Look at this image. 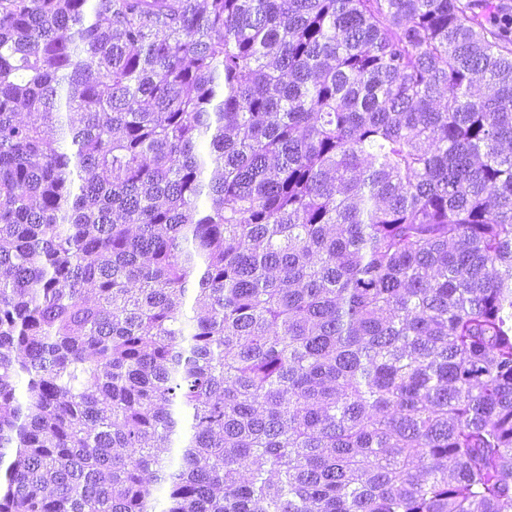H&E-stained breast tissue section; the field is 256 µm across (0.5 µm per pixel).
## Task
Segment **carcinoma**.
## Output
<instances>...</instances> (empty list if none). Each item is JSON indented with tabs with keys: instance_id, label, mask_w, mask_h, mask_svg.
<instances>
[{
	"instance_id": "1",
	"label": "carcinoma",
	"mask_w": 512,
	"mask_h": 512,
	"mask_svg": "<svg viewBox=\"0 0 512 512\" xmlns=\"http://www.w3.org/2000/svg\"><path fill=\"white\" fill-rule=\"evenodd\" d=\"M0 470L512 512V6L0 0Z\"/></svg>"
}]
</instances>
